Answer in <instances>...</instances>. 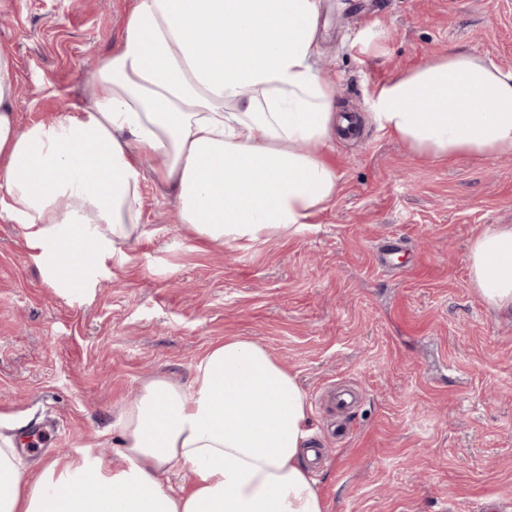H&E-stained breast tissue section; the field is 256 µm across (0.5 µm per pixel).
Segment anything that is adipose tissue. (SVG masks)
Here are the masks:
<instances>
[{"mask_svg": "<svg viewBox=\"0 0 512 512\" xmlns=\"http://www.w3.org/2000/svg\"><path fill=\"white\" fill-rule=\"evenodd\" d=\"M319 17V0H136L88 104L25 127L0 50V219L27 228L47 279L82 288V254L138 238L145 158L181 223L218 246L293 234L325 211L338 120L335 83L317 67ZM372 109L419 156L512 154V69L469 49L390 79ZM64 244L78 259L66 279ZM469 279L486 303L512 309L511 224L473 239ZM308 410L263 345L228 338L190 387L164 376L143 386L119 418L123 467L79 448L33 478L0 436V512H328L306 463ZM178 468L191 479L175 488Z\"/></svg>", "mask_w": 512, "mask_h": 512, "instance_id": "1", "label": "adipose tissue"}]
</instances>
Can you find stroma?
<instances>
[{
    "mask_svg": "<svg viewBox=\"0 0 512 512\" xmlns=\"http://www.w3.org/2000/svg\"><path fill=\"white\" fill-rule=\"evenodd\" d=\"M321 0L319 67L336 110L338 191L315 223L236 247L176 221L172 190L146 175L142 233L104 254L97 278L51 286L22 225L0 220V434L28 470L88 446L123 463L117 421L143 384L189 386L229 337L264 345L304 389L328 512H512V310L469 282V248L512 224V156L434 162L371 119L392 77L467 48L512 63V0ZM133 0H0L20 125L87 103ZM373 29L375 49L360 40ZM356 392L335 411L339 389ZM52 443L28 446L43 420Z\"/></svg>",
    "mask_w": 512,
    "mask_h": 512,
    "instance_id": "stroma-1",
    "label": "stroma"
}]
</instances>
